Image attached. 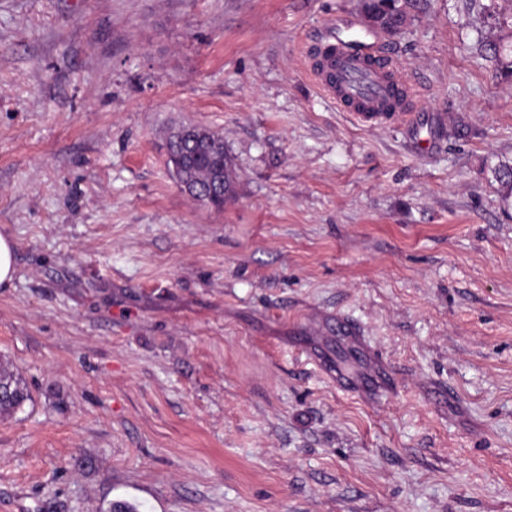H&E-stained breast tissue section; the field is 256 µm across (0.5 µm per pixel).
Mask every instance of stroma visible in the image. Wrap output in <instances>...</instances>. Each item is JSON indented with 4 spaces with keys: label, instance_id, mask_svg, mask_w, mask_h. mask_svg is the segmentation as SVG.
<instances>
[{
    "label": "stroma",
    "instance_id": "obj_1",
    "mask_svg": "<svg viewBox=\"0 0 512 512\" xmlns=\"http://www.w3.org/2000/svg\"><path fill=\"white\" fill-rule=\"evenodd\" d=\"M403 8L366 127L307 66L360 0H0V512H512V0ZM189 128L190 127H175L172 130V141H182L176 145H173L172 148L170 147L171 155L178 159H188L196 152L193 141L197 144V148L200 152L209 151L216 147L217 145H219L220 153L209 158H202L198 161L197 165L195 166V176L199 181H206L209 178L208 173L209 170H211V167L220 164L222 169L224 168V177L222 169L216 168L212 170L209 181L213 189H218L222 193L224 192L225 178V197L219 200L197 198V200L206 205H209L216 209H223L224 204L233 200L236 196V185L238 175L235 163L230 154L228 153V151L224 149V138L222 135L213 131L217 137V145L212 144L210 142L204 143L202 141V137L199 136L197 131L195 130V137L192 141L189 139H184L186 136V132L188 131ZM16 272L15 244L4 235H0V285H8ZM0 376L10 386L0 383V401L4 397H10L12 390L11 398L0 403V416H12L30 400V392L23 378L8 363H0Z\"/></svg>",
    "mask_w": 512,
    "mask_h": 512
}]
</instances>
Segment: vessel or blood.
Segmentation results:
<instances>
[{"label": "vessel or blood", "mask_w": 512, "mask_h": 512, "mask_svg": "<svg viewBox=\"0 0 512 512\" xmlns=\"http://www.w3.org/2000/svg\"><path fill=\"white\" fill-rule=\"evenodd\" d=\"M308 58L320 89L362 122L415 120L410 109L412 85L388 53L367 47L363 38L344 37L328 29L313 42Z\"/></svg>", "instance_id": "1"}]
</instances>
